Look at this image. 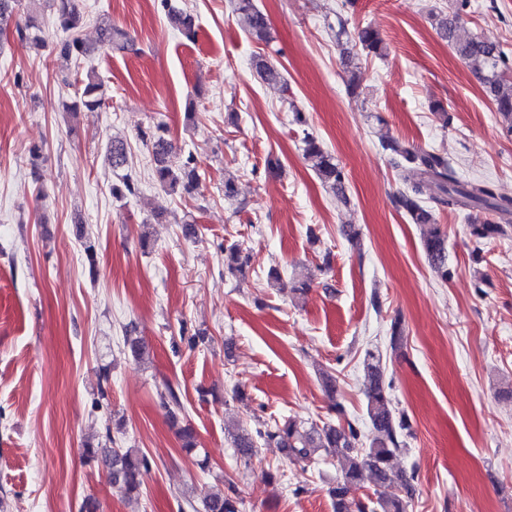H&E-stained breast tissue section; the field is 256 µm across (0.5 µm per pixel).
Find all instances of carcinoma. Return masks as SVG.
Here are the masks:
<instances>
[{
	"label": "carcinoma",
	"mask_w": 512,
	"mask_h": 512,
	"mask_svg": "<svg viewBox=\"0 0 512 512\" xmlns=\"http://www.w3.org/2000/svg\"><path fill=\"white\" fill-rule=\"evenodd\" d=\"M53 5L61 28L69 33L62 43V52L67 55L73 52L85 53L87 47L76 33L80 22L78 0H53ZM466 6L467 0H459L453 14L433 12L430 14L431 20L437 34L448 41L462 60L472 66L474 76L493 102L496 112L504 119L506 132L512 135V81L507 77V72L512 69V59L497 43L478 36L462 38L458 35L460 12ZM235 10L250 34L259 39L266 37L269 18L254 0H235ZM167 19L172 27L184 35H193L195 20L192 15L171 9ZM15 27L21 41L35 47L44 46L39 27L33 20L29 19L23 25L17 23ZM357 39L367 53L380 57L385 55L386 46L377 30L364 27L358 31ZM256 71L262 81L288 87L282 73L268 61L259 60ZM78 83V95L68 109L72 112L98 111L103 104L99 76L91 71ZM303 143L305 159L311 163L318 179L331 192L345 195L346 176L335 158L324 151L317 138L306 129L303 130ZM380 146L390 156L403 184L396 195L398 206L411 223L431 226L423 239L422 248L429 262L441 271L443 277H448V240L446 234L437 227L432 210L425 205L427 187L435 186L436 194L432 197L435 203L451 209L481 208L503 218L512 215V198L498 195L486 181L459 180L445 157L393 137L381 139ZM151 147L155 162L154 178L160 187L172 193H190L199 186L200 174L193 156H188L184 166L174 171L166 164L171 142L161 135H154ZM111 193L118 198L134 196L138 193V183L124 175L112 185ZM511 228V224L483 222L470 225V233L478 240L490 239L506 235ZM224 252L227 253L224 268L232 276L250 264V254L238 244L229 245L224 248ZM364 396L366 414L375 431V437L367 448L359 447L360 431L345 418L344 409L338 403L334 404L337 414L335 422L329 421L320 428L306 429L291 419L283 423L274 419L253 433L233 435V445L248 460L256 455L261 443L288 449L295 461L306 466L314 463L321 451L342 460V479L329 489V494L336 501V512H346L345 498L349 490L371 477L381 486L396 480L409 491V479L393 472L390 467L391 458L404 446L402 436L407 430V422L402 414L392 408L390 383L385 380L382 356L378 352L369 351L364 358ZM84 453L88 461L102 468L112 486L123 492L128 500L138 499L143 472L150 465L146 455L133 448H94L90 445ZM240 504L232 484L228 485L226 492L212 493L203 500L204 512H240ZM406 506V501L400 497L380 496L369 506H359V512H406Z\"/></svg>",
	"instance_id": "carcinoma-1"
}]
</instances>
